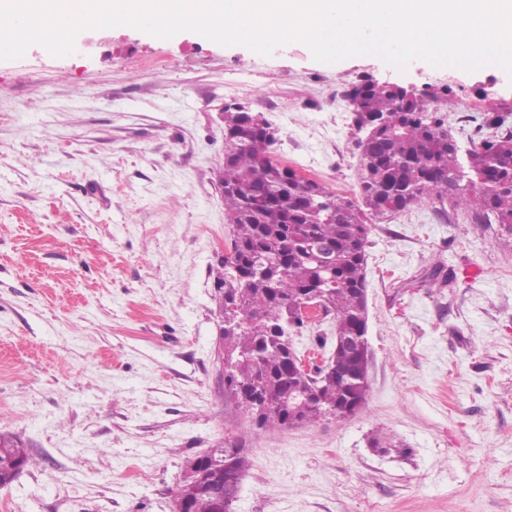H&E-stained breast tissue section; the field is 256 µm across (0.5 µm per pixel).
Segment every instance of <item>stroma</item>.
Instances as JSON below:
<instances>
[{"label":"stroma","mask_w":512,"mask_h":512,"mask_svg":"<svg viewBox=\"0 0 512 512\" xmlns=\"http://www.w3.org/2000/svg\"><path fill=\"white\" fill-rule=\"evenodd\" d=\"M72 53L0 61V434L33 463L10 512H174L189 457L243 438L231 512H512V238L471 213L415 206L373 225L367 255L369 391L343 422L257 427L216 359L218 188L226 105L262 113L274 156L359 198L354 114L320 111L360 76L448 94L461 147L512 108L502 69L363 55L264 56L196 33L132 27ZM272 94L282 109L262 110ZM439 268L440 286L428 285ZM334 322L294 345L324 362ZM384 433L408 455L372 448Z\"/></svg>","instance_id":"1"}]
</instances>
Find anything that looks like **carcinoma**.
Here are the masks:
<instances>
[{
  "label": "carcinoma",
  "mask_w": 512,
  "mask_h": 512,
  "mask_svg": "<svg viewBox=\"0 0 512 512\" xmlns=\"http://www.w3.org/2000/svg\"><path fill=\"white\" fill-rule=\"evenodd\" d=\"M356 112L360 140V196L350 199L308 177L288 174L274 159L276 139L258 133L253 113L224 107V211L231 226L214 287L224 290V387L257 397L255 423L285 429L294 418L309 424L337 421L362 406L370 363L365 251L369 221L423 203L464 209L476 224H499L512 235V130L461 147L448 130V115L431 105L436 95L380 83H351L344 92ZM331 249L322 270L306 259V245ZM324 290L325 316L335 323L333 354L311 373L296 369L292 336L305 326L301 307ZM30 456L21 441L0 435V486L14 481ZM247 465L236 440L207 473L184 469L175 506L182 512H226L237 500Z\"/></svg>",
  "instance_id": "obj_1"
}]
</instances>
